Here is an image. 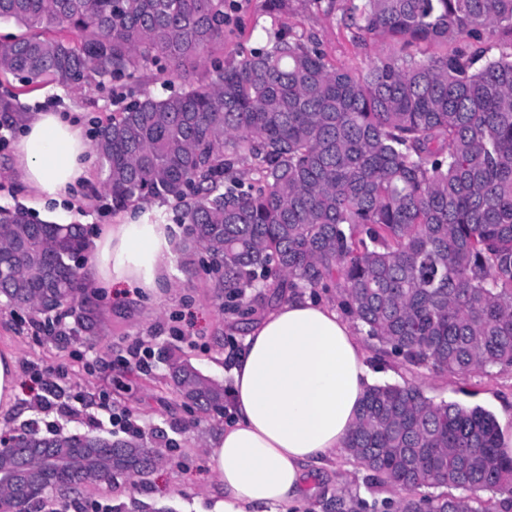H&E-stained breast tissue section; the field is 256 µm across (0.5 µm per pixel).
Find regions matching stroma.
Masks as SVG:
<instances>
[{"label":"stroma","mask_w":512,"mask_h":512,"mask_svg":"<svg viewBox=\"0 0 512 512\" xmlns=\"http://www.w3.org/2000/svg\"><path fill=\"white\" fill-rule=\"evenodd\" d=\"M358 0H286L275 9L272 0H238L224 30V58L263 45L267 31L280 29L314 36L332 64L364 70L387 55L389 42L358 38L343 18ZM112 80L86 88L45 83L31 88L16 78L0 83V94L14 93L26 112L48 107L79 110L88 127H95L121 107ZM15 134L0 128V207H22L35 220L81 224L88 237L114 223L112 203L101 188L99 168H92L88 185L64 212L31 205L28 194L13 176L9 162ZM104 321L96 340L83 336H51L34 327L21 313L0 302V352H12L18 361L19 382L15 404L0 413V435L37 427L41 433L98 434L112 439L142 433L146 444L161 443L166 458L146 478L119 477L115 483L84 488L61 499L47 493L30 505L29 512H130L133 502L152 505L156 512H209L217 478L209 465L205 443L213 424L224 415L198 419L163 382V357L173 353L190 361L203 375L231 388L225 361L238 351L246 332L234 326L229 313L215 299L212 281L203 268L186 274L176 268L166 287L150 292L116 288L101 298ZM142 346L147 366H140L129 350ZM365 362L375 383L413 382L427 396L466 405H481L491 412L512 407V368H494L459 379L427 369L408 370L397 359H378L371 343L363 345ZM55 372L54 390H46L40 373ZM329 477L310 478L317 491L311 512H329L333 496L360 495L387 498L370 487L367 471L348 453L329 460Z\"/></svg>","instance_id":"stroma-1"}]
</instances>
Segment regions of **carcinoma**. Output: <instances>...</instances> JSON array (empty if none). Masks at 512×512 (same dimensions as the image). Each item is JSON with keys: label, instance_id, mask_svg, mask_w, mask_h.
<instances>
[{"label": "carcinoma", "instance_id": "obj_1", "mask_svg": "<svg viewBox=\"0 0 512 512\" xmlns=\"http://www.w3.org/2000/svg\"><path fill=\"white\" fill-rule=\"evenodd\" d=\"M23 30L0 45V75L90 87L150 61L206 80L142 93L100 126L93 150L112 210L151 200L179 208V250L200 249L217 295L245 318L279 289L334 288L382 357L466 377L512 366V0H361L345 25L392 51L364 71L319 43L273 31L223 64L224 0H0ZM496 40L485 54L474 40ZM456 48L448 50V45ZM0 98V126L25 121ZM80 224L0 207V299L37 319L98 335ZM168 382L203 413L224 386L168 359ZM23 448L138 459L132 440L18 434ZM495 416L435 400L405 381L370 386L346 451L394 497L338 495L335 512H512V458ZM458 490L452 495L446 488ZM81 489L61 469L29 486ZM494 497L484 500L480 493Z\"/></svg>", "mask_w": 512, "mask_h": 512}]
</instances>
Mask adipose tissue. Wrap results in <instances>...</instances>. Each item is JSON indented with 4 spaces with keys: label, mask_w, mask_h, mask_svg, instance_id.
Returning a JSON list of instances; mask_svg holds the SVG:
<instances>
[{
    "label": "adipose tissue",
    "mask_w": 512,
    "mask_h": 512,
    "mask_svg": "<svg viewBox=\"0 0 512 512\" xmlns=\"http://www.w3.org/2000/svg\"><path fill=\"white\" fill-rule=\"evenodd\" d=\"M13 161L40 206L65 203L90 179L88 139L71 112L31 114ZM176 256L169 225L131 211L91 252L101 288H160ZM230 375L233 417L207 440L218 480L212 512H304L310 467L345 448L372 383L360 341L335 309L292 295L255 323Z\"/></svg>",
    "instance_id": "obj_1"
}]
</instances>
